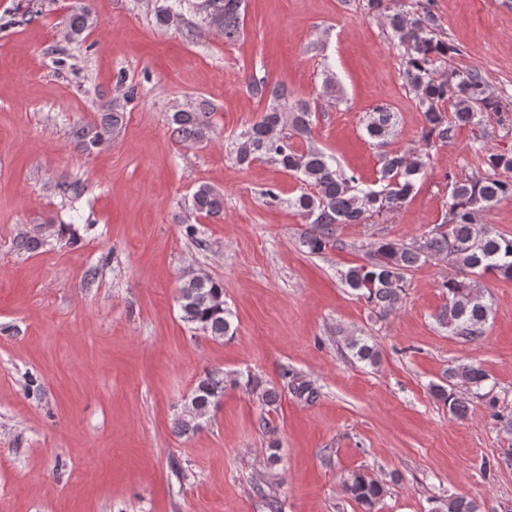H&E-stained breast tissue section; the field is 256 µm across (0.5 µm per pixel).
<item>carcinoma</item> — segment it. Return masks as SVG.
Returning a JSON list of instances; mask_svg holds the SVG:
<instances>
[{"mask_svg":"<svg viewBox=\"0 0 512 512\" xmlns=\"http://www.w3.org/2000/svg\"><path fill=\"white\" fill-rule=\"evenodd\" d=\"M243 0H163L155 19L161 27L173 23L185 7L192 8L201 22L232 42L240 34ZM428 0H399L390 9L383 0H367L370 10L387 12L386 21L404 47V77L414 91L423 120V139L429 147L448 143L456 129L483 121L484 113L500 111L499 101L488 91L475 69L452 71L439 75L435 58L448 53V44L438 38L437 22ZM93 25L91 10L85 4L67 19V35L78 40ZM248 87L256 98L268 102L259 121L239 136L234 146L235 160L249 165L255 160L268 161L291 173L300 182V193L289 205L303 216L309 228L301 235L300 244L310 254H319L339 243V226L363 224L375 214L395 210L405 204L416 189L419 175L426 167V153L388 152L379 169L380 189H373L346 175L336 159L311 145L296 148L293 135L309 136L313 112L307 104H288V88L264 77L250 76ZM451 105L452 114L443 106ZM124 113L113 103L105 105L98 125H82L73 129L77 145L90 150L102 143L123 121ZM396 113L378 107L369 115L366 133L370 139L384 143L393 132ZM292 132H286V124ZM172 134L182 142H200L211 131L210 104L200 101L191 110L172 114ZM488 174L465 181H453L448 191V211L442 223L436 225L424 240L408 245L392 240H380L370 246L362 264L349 267L342 278L371 310L387 314L397 308L402 299L406 275L422 264L439 258L451 261L464 278H451L441 284L448 302L436 317L437 324L453 336L473 340L483 332L492 304L466 281L468 275L491 273L512 279V238L493 232L475 223L476 213L490 209L502 199L512 197V153L488 154ZM224 209V197L206 184L197 185L191 198V210L197 216L215 217ZM180 318L190 328L212 338H222L232 332L233 314L224 301V283L208 276H193L181 284L178 293ZM349 348L355 357L374 364L378 354L364 338H353ZM244 387L255 394L259 402L274 406L279 393L264 386L260 377L250 373L240 375ZM282 378L295 397L313 402L319 397L309 381L299 384L285 368ZM488 380L477 365L457 366L445 373L448 385L435 384L432 392L448 406L451 415L463 418L468 402L456 392L463 384L481 389ZM224 372L206 369L197 378L184 404L176 429L190 435L202 428V419L220 404L224 396ZM343 490L363 512H376L386 495L382 482L362 471L349 473L343 479ZM254 492L264 500L268 512H281L278 497L267 483L254 485ZM434 512H481V506L465 497L448 495L437 500Z\"/></svg>","mask_w":512,"mask_h":512,"instance_id":"1","label":"carcinoma"}]
</instances>
